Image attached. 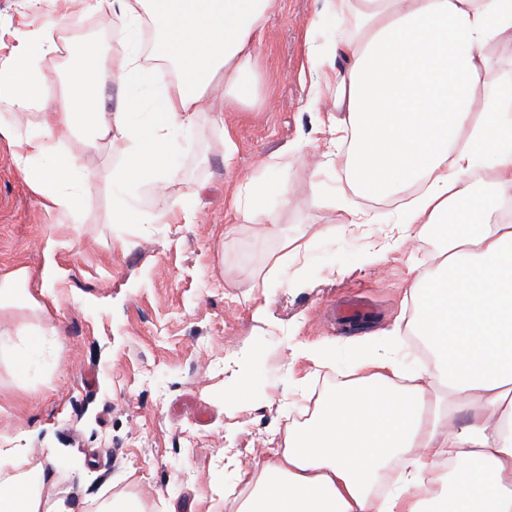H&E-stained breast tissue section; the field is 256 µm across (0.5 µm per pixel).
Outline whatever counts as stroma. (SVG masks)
<instances>
[{
	"label": "stroma",
	"mask_w": 512,
	"mask_h": 512,
	"mask_svg": "<svg viewBox=\"0 0 512 512\" xmlns=\"http://www.w3.org/2000/svg\"><path fill=\"white\" fill-rule=\"evenodd\" d=\"M324 0H280L259 48L255 91L223 124L202 117L180 135L177 175L164 193L145 189L149 212L191 203L192 224H110L107 188L124 141L113 136L82 160L98 185L80 224L46 214L16 171L0 136V275L24 266L37 272L43 242L56 232L76 246L63 253L65 278L50 291L32 286L44 307L34 325L55 324L46 342V368L19 382L0 362V448L29 449L33 461L54 454L55 491L68 492L93 512L98 494L133 493L149 512H224V493L244 496L248 475L284 447L289 426L304 422L319 398L356 364L403 311L416 271L432 265L427 240L398 248L397 213L409 200L382 203L350 195L340 158L328 156L331 133L317 119L332 110L333 92L311 100L307 42L330 45L342 21ZM51 16L65 41H96L114 62L122 28L69 0H0V56L8 55L26 23ZM234 145L224 160L223 136ZM285 156L269 170L285 183L288 203L275 225L236 215L233 193L259 175L261 162ZM386 215L383 224H350L344 199ZM135 248H124L127 235ZM309 251L273 268L288 241ZM383 249L366 263L369 249ZM275 272L269 324L255 322L252 283ZM356 299L371 311L363 330L336 322V304ZM264 353L265 385L247 408L232 410L239 389L224 357ZM324 348L328 362L310 358ZM239 453L224 463L225 449Z\"/></svg>",
	"instance_id": "obj_1"
}]
</instances>
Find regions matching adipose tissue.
<instances>
[{"label": "adipose tissue", "mask_w": 512, "mask_h": 512, "mask_svg": "<svg viewBox=\"0 0 512 512\" xmlns=\"http://www.w3.org/2000/svg\"><path fill=\"white\" fill-rule=\"evenodd\" d=\"M120 21L131 40L116 73L125 86L153 92L147 116L134 98L106 111L109 76L97 43L60 46L52 20L0 58V102L17 111L45 109L47 121L7 132L11 158L47 214L80 223L97 185L82 157L119 134L127 143L112 170L110 221L178 224L192 209L153 214L140 208L146 187L165 191L176 175L175 135L200 116L223 123L256 76V53L278 0H75ZM350 30L331 57L307 45L319 77L313 95L334 87L327 122L346 143L348 187L380 201L416 189L400 212V238L440 231L431 272L414 277L410 313L393 341L359 364L360 374L326 395L303 425L289 428L277 458L262 465L243 497L225 496V512H512V86L481 93L483 47L512 42V0H326ZM158 35L146 64L136 37L141 22ZM74 58L67 88L49 99L44 67L60 52ZM176 79H168L167 67ZM497 173L484 193L475 176ZM284 185L251 178L234 208L246 220L274 224L273 195ZM456 223H449V216ZM74 240L47 236L38 276L24 267L0 276V313L40 310L33 279L54 287L59 252ZM25 321L0 330V356L18 374L37 367L43 336ZM419 337L430 368L406 371L395 342ZM0 512H76L50 494L53 460L31 464L25 448H0ZM394 487L377 492L381 470Z\"/></svg>", "instance_id": "1"}]
</instances>
